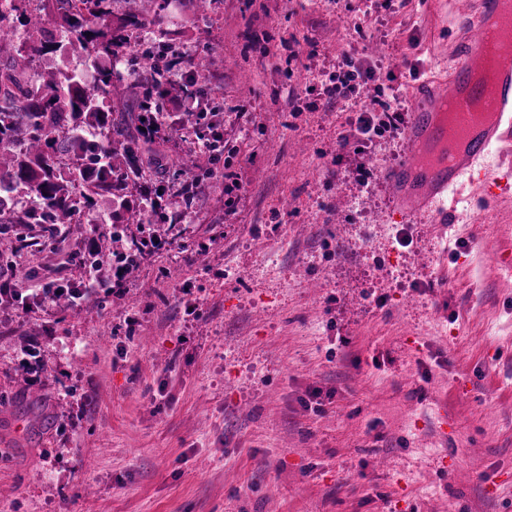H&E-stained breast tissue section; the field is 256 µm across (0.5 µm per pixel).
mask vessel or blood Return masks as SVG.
I'll return each mask as SVG.
<instances>
[{"label": "vessel or blood", "instance_id": "vessel-or-blood-1", "mask_svg": "<svg viewBox=\"0 0 512 512\" xmlns=\"http://www.w3.org/2000/svg\"><path fill=\"white\" fill-rule=\"evenodd\" d=\"M499 0H477L472 24L474 36L460 42V59L448 75L446 86L422 82L428 100L416 104L409 113L405 136L409 150L406 160L387 169L386 179L396 189L399 201L407 212L418 211L447 214L448 198L463 181H484L490 172L487 160L494 147L512 140V61L498 65V93L491 102L495 119L489 125H473L470 107L482 96L479 85L471 83L467 63L482 47L486 37V22L496 13ZM445 99L453 100L459 122L467 135V144L452 165L431 166L420 155V143L439 140L442 129L435 122L434 109Z\"/></svg>", "mask_w": 512, "mask_h": 512}]
</instances>
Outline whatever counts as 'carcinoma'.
Wrapping results in <instances>:
<instances>
[{
    "label": "carcinoma",
    "mask_w": 512,
    "mask_h": 512,
    "mask_svg": "<svg viewBox=\"0 0 512 512\" xmlns=\"http://www.w3.org/2000/svg\"><path fill=\"white\" fill-rule=\"evenodd\" d=\"M41 12L0 13V193L23 189L41 203L50 224H69L73 182L57 173L54 161L61 155L87 156L86 178L92 184L84 195L91 207L97 197L112 204V215L123 224H142L144 209L130 204L131 189L164 178L152 161L168 157L171 167L184 173L207 170L210 161L200 154H182L169 142H152L142 126L159 111L160 90L167 63L163 55L144 56L131 83L117 82L100 62L116 55L131 27L144 28L150 16L161 17L168 0H124L127 10L112 9L116 0H43ZM69 37L86 64L97 70V84L87 90L75 75L47 72L39 85L29 83L31 59L14 44L19 31L39 39L48 51L53 39L42 38L49 29ZM90 130L104 132L92 144L81 136ZM1 224H40L34 211H2Z\"/></svg>",
    "instance_id": "1"
}]
</instances>
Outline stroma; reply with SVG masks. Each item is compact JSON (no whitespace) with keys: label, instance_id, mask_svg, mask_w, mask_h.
<instances>
[{"label":"stroma","instance_id":"stroma-1","mask_svg":"<svg viewBox=\"0 0 512 512\" xmlns=\"http://www.w3.org/2000/svg\"><path fill=\"white\" fill-rule=\"evenodd\" d=\"M471 3L184 0L132 32L204 59L225 161L122 297L0 306V512H512V197L464 183L447 223L400 214L384 179L329 176L349 112L288 97L349 56L364 99L392 73L414 105ZM109 208L10 262L80 279Z\"/></svg>","mask_w":512,"mask_h":512}]
</instances>
